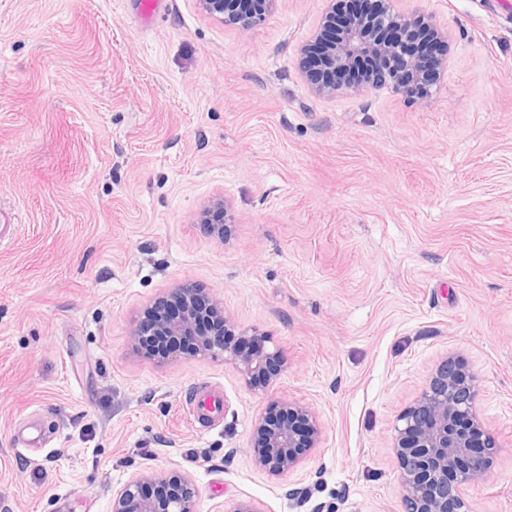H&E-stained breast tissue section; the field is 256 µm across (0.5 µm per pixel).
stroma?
Here are the masks:
<instances>
[{"label":"stroma","instance_id":"obj_1","mask_svg":"<svg viewBox=\"0 0 512 512\" xmlns=\"http://www.w3.org/2000/svg\"><path fill=\"white\" fill-rule=\"evenodd\" d=\"M411 3L448 31L427 106L310 92L322 0L247 33L197 0L148 27L127 0H0V512H112L145 470L187 475L197 512H400L390 427L449 357L498 444L470 508L512 512V0ZM216 198L223 242L197 222ZM186 281L282 348L273 388L133 350ZM212 386L222 419L192 420ZM273 397L324 430L278 479L252 448Z\"/></svg>","mask_w":512,"mask_h":512}]
</instances>
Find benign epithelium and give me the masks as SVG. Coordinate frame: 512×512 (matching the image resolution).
I'll use <instances>...</instances> for the list:
<instances>
[{
	"mask_svg": "<svg viewBox=\"0 0 512 512\" xmlns=\"http://www.w3.org/2000/svg\"><path fill=\"white\" fill-rule=\"evenodd\" d=\"M208 15L248 33L260 25L277 0H198ZM325 15L314 37L300 52L299 66L311 91L323 98L357 94L385 86L403 98L428 105L437 93L414 51L412 34L426 27L448 44V32L431 14L399 10L398 0H324ZM370 57L376 72L371 82L354 85L348 73L355 61ZM199 289L184 284L173 291L184 306L175 316L159 313L155 329L178 342L195 337V355L224 358L235 365L246 385L268 388L284 364L283 350L268 346L269 338L239 327L224 307L207 298L211 317L224 324V334L200 336L197 319ZM476 374L453 359L444 360L412 405L400 413L391 429L392 448L400 468L402 512H470L465 490L484 484L497 451L479 417L475 401ZM286 417L272 421L267 413L254 421L256 466L280 477L320 447L323 426L307 406L278 399ZM112 512H197L196 490L188 476L176 471L148 470L134 475L112 497Z\"/></svg>",
	"mask_w": 512,
	"mask_h": 512,
	"instance_id": "1",
	"label": "benign epithelium"
}]
</instances>
